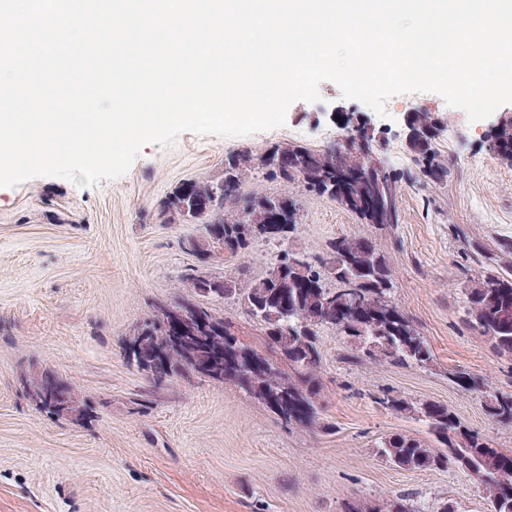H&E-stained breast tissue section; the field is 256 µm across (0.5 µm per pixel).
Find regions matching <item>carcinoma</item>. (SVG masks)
Segmentation results:
<instances>
[{"label": "carcinoma", "instance_id": "carcinoma-1", "mask_svg": "<svg viewBox=\"0 0 512 512\" xmlns=\"http://www.w3.org/2000/svg\"><path fill=\"white\" fill-rule=\"evenodd\" d=\"M491 151L499 154L512 148V126L506 125L488 134ZM412 153L433 181L447 171L437 160L436 151L421 144ZM348 168L362 173L360 189L342 192L336 171ZM264 170L266 175L287 186L332 199L345 198L346 208L359 214L368 224L399 223L398 196L404 175L378 172L370 166L368 153L346 150L336 159L321 150L302 145H277L261 154L240 150L224 158V172L218 180L183 184L161 204L160 216L167 224L200 222L210 224L232 255L243 257L258 238L257 226L270 224L279 213L285 227L276 234L285 237L300 223V208L290 195L268 197L254 194L242 208L249 211L250 223L236 222V192L249 173ZM198 294L220 299L237 297L261 325L267 350L241 346L242 355L260 359L255 370L222 371L219 381L230 380L243 386L255 399L266 403L269 396L288 389L280 416L297 421L296 413H314L320 388L322 351L319 331L336 330L347 343L351 358L374 363L411 367L427 366L433 355L425 337L402 310L388 312L393 304V271L385 257L366 237H338L326 244L321 255L310 256L294 250L282 251L265 277L254 281L208 278L198 272L185 276ZM465 321L478 329L499 353L512 354V267L490 270L469 280L462 289ZM197 316L196 326L219 328L214 338L198 347L204 358L212 356L216 346L238 343L231 324L207 308L190 303ZM145 344L136 347L135 361L149 357L152 339L165 335L163 322L153 317L137 327ZM153 386L159 387L172 376L191 379L193 368L184 349L169 356L165 377L144 370ZM462 391L483 398L484 411L495 423L512 425V392L497 389L482 377L467 372L453 375ZM381 404L397 414H408L427 428L428 438L394 434L377 448V455L404 471L448 470V458L466 460L464 472L482 490L488 512H512V450L504 451L492 440L464 426L447 405L435 401L413 402L400 395L387 394ZM345 512H424L409 496L358 499L346 504Z\"/></svg>", "mask_w": 512, "mask_h": 512}]
</instances>
